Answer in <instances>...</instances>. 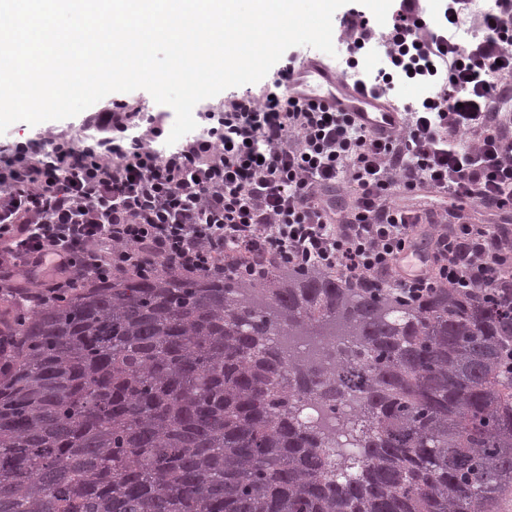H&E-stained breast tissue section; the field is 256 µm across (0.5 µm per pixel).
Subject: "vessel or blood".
Wrapping results in <instances>:
<instances>
[{"label":"vessel or blood","instance_id":"vessel-or-blood-1","mask_svg":"<svg viewBox=\"0 0 512 512\" xmlns=\"http://www.w3.org/2000/svg\"><path fill=\"white\" fill-rule=\"evenodd\" d=\"M288 93L303 104L343 112L373 137L387 140L403 127L401 112L382 90H367L348 83L321 60L296 63L288 79Z\"/></svg>","mask_w":512,"mask_h":512}]
</instances>
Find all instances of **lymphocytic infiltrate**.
<instances>
[{
    "label": "lymphocytic infiltrate",
    "mask_w": 512,
    "mask_h": 512,
    "mask_svg": "<svg viewBox=\"0 0 512 512\" xmlns=\"http://www.w3.org/2000/svg\"><path fill=\"white\" fill-rule=\"evenodd\" d=\"M344 72L371 87H435L406 102L407 131L372 138L342 113L302 105L288 66L259 93L225 96L201 128L162 141L160 118L115 102L70 131L0 149V288L64 300L85 281L173 272L256 279L273 266L336 272L415 302L441 285L492 291L512 248L467 205L512 211V0H392L338 19ZM345 188L337 205L329 192ZM447 207L417 205L424 194ZM435 231L427 270L396 265Z\"/></svg>",
    "instance_id": "obj_1"
}]
</instances>
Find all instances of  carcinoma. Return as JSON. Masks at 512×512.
I'll return each mask as SVG.
<instances>
[{
	"label": "carcinoma",
	"instance_id": "carcinoma-1",
	"mask_svg": "<svg viewBox=\"0 0 512 512\" xmlns=\"http://www.w3.org/2000/svg\"><path fill=\"white\" fill-rule=\"evenodd\" d=\"M278 336H329L334 365ZM0 512H494L512 488V285L414 306L323 271L160 273L0 338ZM357 407L332 434L303 403Z\"/></svg>",
	"mask_w": 512,
	"mask_h": 512
}]
</instances>
